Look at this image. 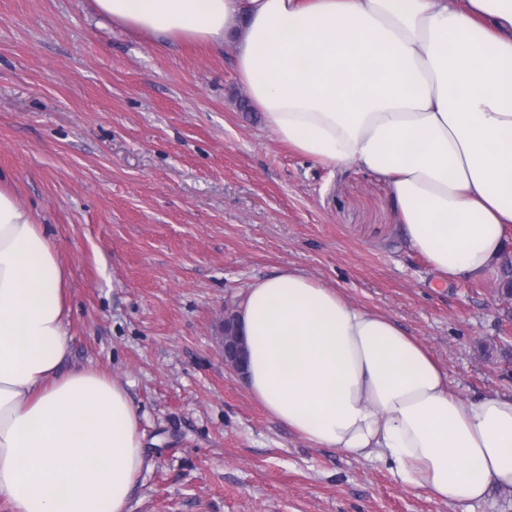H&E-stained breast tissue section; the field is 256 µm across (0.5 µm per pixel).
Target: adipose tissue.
Here are the masks:
<instances>
[{"mask_svg": "<svg viewBox=\"0 0 512 512\" xmlns=\"http://www.w3.org/2000/svg\"><path fill=\"white\" fill-rule=\"evenodd\" d=\"M112 26L221 49L275 138L387 177L412 248L450 284L512 235V0H89ZM66 269L0 181V501L131 512L150 469L125 387L67 367ZM242 380L301 439L378 457L444 501L512 490V396L463 399L389 317L287 268L237 310Z\"/></svg>", "mask_w": 512, "mask_h": 512, "instance_id": "1", "label": "adipose tissue"}]
</instances>
